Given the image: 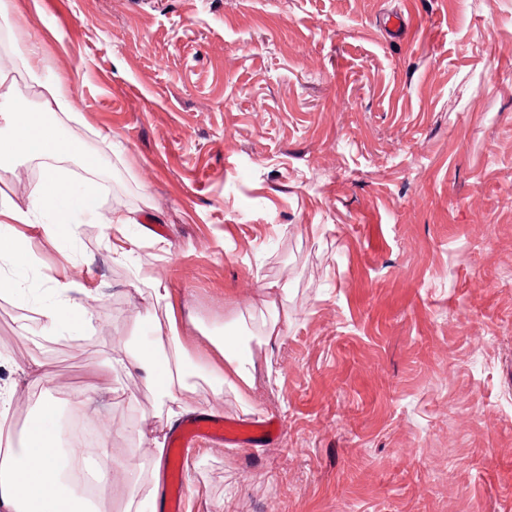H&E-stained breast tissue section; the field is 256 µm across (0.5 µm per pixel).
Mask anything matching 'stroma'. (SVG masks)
Listing matches in <instances>:
<instances>
[{
    "label": "stroma",
    "mask_w": 512,
    "mask_h": 512,
    "mask_svg": "<svg viewBox=\"0 0 512 512\" xmlns=\"http://www.w3.org/2000/svg\"><path fill=\"white\" fill-rule=\"evenodd\" d=\"M5 6L30 54L0 56V104L40 110L30 69L65 80L57 131L98 167L57 166L99 214L57 241L48 213L0 228L27 256L0 262L21 287L0 293V386L27 396L0 427L49 398L110 429L94 506L136 512L171 428L149 346L185 359L191 416L280 421L185 449L184 512H512V0ZM44 171L1 165L0 201L27 207ZM58 283L87 308L74 338L40 313ZM243 322L247 407L212 343Z\"/></svg>",
    "instance_id": "obj_1"
}]
</instances>
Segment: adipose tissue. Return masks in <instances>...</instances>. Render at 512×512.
<instances>
[{
	"label": "adipose tissue",
	"mask_w": 512,
	"mask_h": 512,
	"mask_svg": "<svg viewBox=\"0 0 512 512\" xmlns=\"http://www.w3.org/2000/svg\"><path fill=\"white\" fill-rule=\"evenodd\" d=\"M41 87L42 110H31L18 101L8 106L12 133L0 139V160L19 155L44 158L48 161L46 174L33 187L28 208L0 203V216L17 224H32L44 209H51L58 221L48 225L47 232L54 235L70 214H93L97 208L93 196L74 190L54 164L55 159L73 154L75 147L59 138L48 116L72 111V96L59 81H45ZM215 346L224 358L225 384L238 393L242 404H249L255 367L243 352L241 338L224 336L216 340ZM134 361L143 369L148 386L166 390L169 416L179 419L184 408L177 392L186 386L180 364L157 365L147 347L138 351ZM58 438L57 409L48 401L31 422L25 445L13 449L8 464L0 468V512H89L91 501L77 494L70 477L72 469L81 467L84 458L75 450L61 455Z\"/></svg>",
	"instance_id": "adipose-tissue-1"
}]
</instances>
